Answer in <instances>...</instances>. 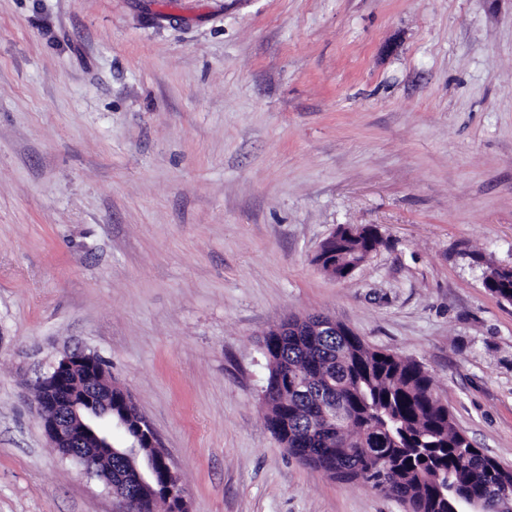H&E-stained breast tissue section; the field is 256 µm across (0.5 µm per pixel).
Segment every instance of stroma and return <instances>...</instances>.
I'll list each match as a JSON object with an SVG mask.
<instances>
[{"mask_svg":"<svg viewBox=\"0 0 512 512\" xmlns=\"http://www.w3.org/2000/svg\"><path fill=\"white\" fill-rule=\"evenodd\" d=\"M383 239L346 281L312 256ZM512 0H0V512H117L33 406L101 358L189 512H404L267 427L264 335L421 363L512 467ZM353 226L351 231L337 230L336 234L327 239L324 243L323 255H331L327 261H332L335 265L332 270L328 269L325 257H323L319 265L323 264V271L329 275L341 274L344 270L366 263L376 247L381 243L378 229L372 225H355L341 224ZM339 225V226H341ZM358 267V268H359Z\"/></svg>","mask_w":512,"mask_h":512,"instance_id":"35a3bbf8","label":"stroma"}]
</instances>
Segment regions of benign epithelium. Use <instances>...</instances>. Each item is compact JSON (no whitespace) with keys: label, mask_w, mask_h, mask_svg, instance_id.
Masks as SVG:
<instances>
[{"label":"benign epithelium","mask_w":512,"mask_h":512,"mask_svg":"<svg viewBox=\"0 0 512 512\" xmlns=\"http://www.w3.org/2000/svg\"><path fill=\"white\" fill-rule=\"evenodd\" d=\"M40 382L51 391L49 397L35 400L41 416L52 412V418L43 421L49 442L62 458L76 460L87 475L112 487V468L103 469L100 462L116 449L97 433L96 426L106 417L120 427L125 426L126 421L112 411V389L103 387V365L93 354L84 351L67 353L52 364ZM142 441L147 442L149 448L161 447L157 434L144 418L136 440L124 447V454L129 458L139 456ZM174 476L175 471L164 452L148 456L134 466V477L144 486L161 477L169 480Z\"/></svg>","instance_id":"obj_1"}]
</instances>
